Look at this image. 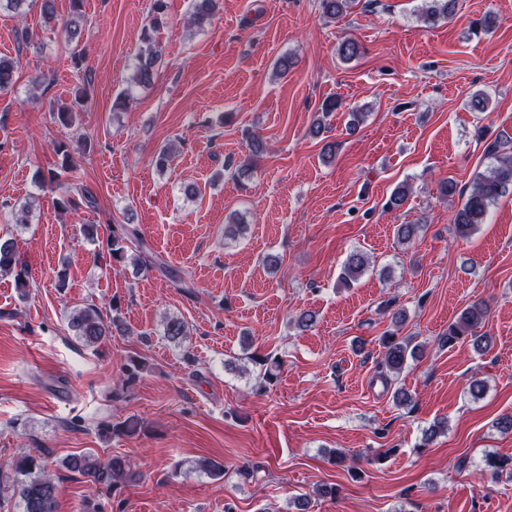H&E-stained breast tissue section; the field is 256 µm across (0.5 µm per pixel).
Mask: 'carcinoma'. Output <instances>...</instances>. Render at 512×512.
Segmentation results:
<instances>
[{
	"label": "carcinoma",
	"instance_id": "cac0c4a2",
	"mask_svg": "<svg viewBox=\"0 0 512 512\" xmlns=\"http://www.w3.org/2000/svg\"><path fill=\"white\" fill-rule=\"evenodd\" d=\"M193 11L189 23L200 27L210 21L216 11V0H192ZM353 0H320L323 16L338 20L342 18ZM457 0H423L420 9V19L426 25H434L440 21L452 18L456 14ZM83 0H72V12L67 29L68 38L74 40L80 34L78 18L82 15ZM165 0H153L152 17L148 28L141 35L143 49L137 56V62L132 68V74L127 80L124 93L115 100L113 108L123 110L128 102L133 100L132 89L151 85L157 73V65L161 59L160 51L155 44L154 33L164 24ZM19 60L0 56V91L11 87ZM85 88H80L72 104L68 107H51L54 120L69 126L73 114L81 107ZM56 151L64 154L60 169L49 173V181L62 191L57 204L64 210H77L84 206L95 207V195L84 185L70 182L76 171V163L63 149L56 145ZM486 155L492 159L486 171L476 176L464 203L451 216L450 223L454 224L460 237L465 238L475 231L479 225L486 223L490 207L512 190V138L499 135L486 146ZM144 247L138 231L128 225H120L112 229V248L109 255L112 262L122 265L128 258L129 244ZM132 264L139 268L152 266L160 270L173 282L187 286V282L179 272L163 262L149 265L141 257V253H133ZM370 266L369 257L361 251L350 252L343 265L340 276L341 286L349 288ZM0 273L14 275L16 285L23 290L28 287V272L26 266L17 255L14 242L0 239ZM488 316V307L482 301L468 304L459 316L448 325V330L439 339L443 347H452L468 338L480 351L487 350L489 340L482 329ZM70 329L86 347H94L103 339L112 335V330L121 329L119 318L114 317L105 321L97 309L93 307L76 308L68 315ZM164 336L171 342L182 344L188 336L187 326L178 317L166 319ZM413 336H397L386 334L382 339L383 351L379 360L380 367L389 373L402 371L409 359H413L420 351V345L414 343ZM146 368V362L138 357H130L124 364V382L135 381ZM136 431V425L130 421L116 424H106L101 428L102 434L112 436L131 435ZM62 467L72 473L84 476L91 482L95 495L117 497L129 479V463L122 455H112L104 460L93 454H74L62 461ZM483 470L490 478L498 482L502 477L512 479V457L487 454L483 459ZM9 492L17 499L21 512H55L58 485L48 474L41 454L26 455L5 463H0V493Z\"/></svg>",
	"mask_w": 512,
	"mask_h": 512
}]
</instances>
